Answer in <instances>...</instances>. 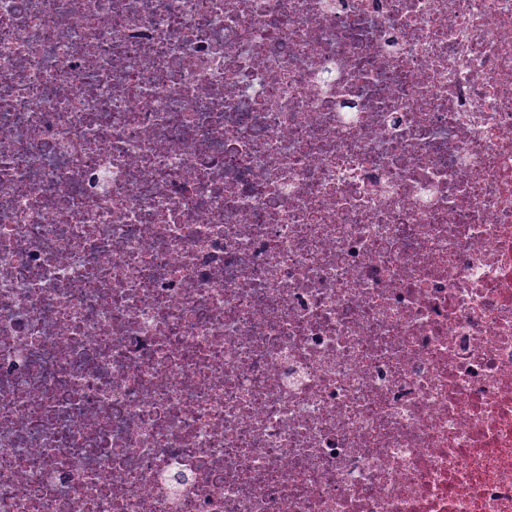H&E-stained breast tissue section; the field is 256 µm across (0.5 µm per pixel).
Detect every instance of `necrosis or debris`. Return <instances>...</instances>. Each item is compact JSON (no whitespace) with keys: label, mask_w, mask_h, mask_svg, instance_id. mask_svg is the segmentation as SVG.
<instances>
[{"label":"necrosis or debris","mask_w":512,"mask_h":512,"mask_svg":"<svg viewBox=\"0 0 512 512\" xmlns=\"http://www.w3.org/2000/svg\"><path fill=\"white\" fill-rule=\"evenodd\" d=\"M0 512H512V0H0Z\"/></svg>","instance_id":"obj_1"}]
</instances>
